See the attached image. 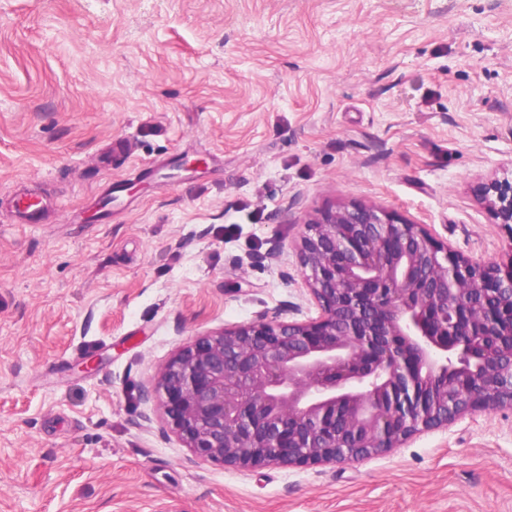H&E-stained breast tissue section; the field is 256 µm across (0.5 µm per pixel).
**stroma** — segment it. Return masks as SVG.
Segmentation results:
<instances>
[{
	"mask_svg": "<svg viewBox=\"0 0 512 512\" xmlns=\"http://www.w3.org/2000/svg\"><path fill=\"white\" fill-rule=\"evenodd\" d=\"M494 177L512 0H0V512H512L510 409L236 470L151 388L196 336L316 316L296 245L325 208L507 258ZM478 199L494 215L499 224H512V181L496 179L481 182Z\"/></svg>",
	"mask_w": 512,
	"mask_h": 512,
	"instance_id": "35a3bbf8",
	"label": "stroma"
}]
</instances>
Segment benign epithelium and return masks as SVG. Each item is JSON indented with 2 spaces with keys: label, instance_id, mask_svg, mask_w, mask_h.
Returning <instances> with one entry per match:
<instances>
[{
  "label": "benign epithelium",
  "instance_id": "1",
  "mask_svg": "<svg viewBox=\"0 0 512 512\" xmlns=\"http://www.w3.org/2000/svg\"><path fill=\"white\" fill-rule=\"evenodd\" d=\"M478 199L512 224V181ZM298 252L317 317L209 332L155 372L158 410L200 458L346 463L512 409V257L477 264L365 202L310 219Z\"/></svg>",
  "mask_w": 512,
  "mask_h": 512
}]
</instances>
